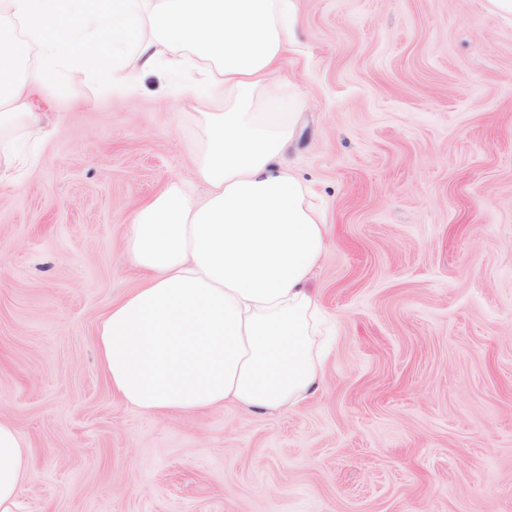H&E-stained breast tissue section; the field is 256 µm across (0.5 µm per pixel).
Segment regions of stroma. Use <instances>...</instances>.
Returning a JSON list of instances; mask_svg holds the SVG:
<instances>
[{
	"mask_svg": "<svg viewBox=\"0 0 512 512\" xmlns=\"http://www.w3.org/2000/svg\"><path fill=\"white\" fill-rule=\"evenodd\" d=\"M288 164L323 201V379L292 413L147 415L95 333L137 288L131 211L190 176L201 104L45 90L0 184V419L18 512H512V20L488 0H298ZM29 448L13 424L0 420V512H17L20 486L31 467Z\"/></svg>",
	"mask_w": 512,
	"mask_h": 512,
	"instance_id": "35a3bbf8",
	"label": "stroma"
}]
</instances>
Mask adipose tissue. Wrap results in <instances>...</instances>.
Returning <instances> with one entry per match:
<instances>
[{"label":"adipose tissue","instance_id":"obj_1","mask_svg":"<svg viewBox=\"0 0 512 512\" xmlns=\"http://www.w3.org/2000/svg\"><path fill=\"white\" fill-rule=\"evenodd\" d=\"M297 25V0H0V182L38 161L15 132L35 144L54 132L31 108L43 89L64 99L93 84L131 100L145 74L195 72L178 95L224 106L199 115L191 180L132 212L124 256L146 281L96 331L113 392L142 413L231 401L282 414L322 377L309 284L329 246L326 208L285 162ZM30 467L28 441L0 420V512H17Z\"/></svg>","mask_w":512,"mask_h":512}]
</instances>
